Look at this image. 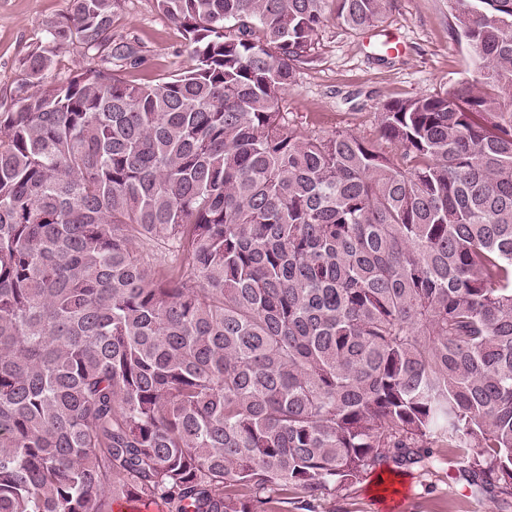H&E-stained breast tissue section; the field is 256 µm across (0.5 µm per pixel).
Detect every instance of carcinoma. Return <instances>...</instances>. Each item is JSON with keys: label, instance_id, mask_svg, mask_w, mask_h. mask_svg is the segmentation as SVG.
Masks as SVG:
<instances>
[{"label": "carcinoma", "instance_id": "1", "mask_svg": "<svg viewBox=\"0 0 512 512\" xmlns=\"http://www.w3.org/2000/svg\"><path fill=\"white\" fill-rule=\"evenodd\" d=\"M69 2L0 112V512H313L437 448L512 499V0H448L476 77L369 136L281 104L391 0H155L195 64L138 84Z\"/></svg>", "mask_w": 512, "mask_h": 512}]
</instances>
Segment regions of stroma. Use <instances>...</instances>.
Instances as JSON below:
<instances>
[{
  "label": "stroma",
  "instance_id": "35a3bbf8",
  "mask_svg": "<svg viewBox=\"0 0 512 512\" xmlns=\"http://www.w3.org/2000/svg\"><path fill=\"white\" fill-rule=\"evenodd\" d=\"M69 0H0V108L10 109L21 61L34 48L45 20L66 13ZM448 0H392L383 23L359 32L327 16L318 31L315 59L298 74L284 104L294 127L305 132L354 128L373 132V114L404 97L443 95L475 75L470 49L452 39ZM115 39L136 42L146 63L127 72L145 82L193 66L181 31L158 12L154 0H121ZM396 43L387 62L380 45ZM376 474L346 491L324 497L316 512H512V501L472 494L447 455L427 467L390 474L377 490Z\"/></svg>",
  "mask_w": 512,
  "mask_h": 512
}]
</instances>
